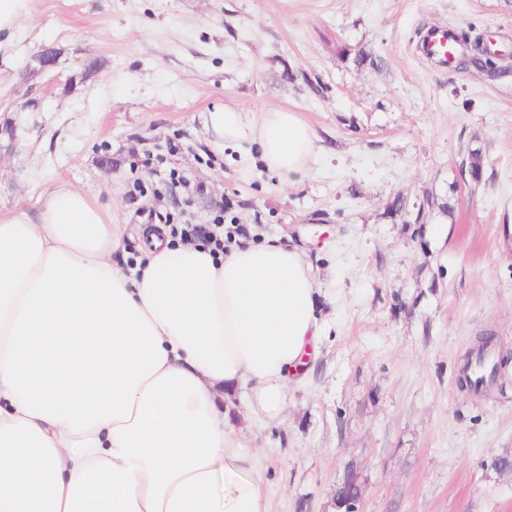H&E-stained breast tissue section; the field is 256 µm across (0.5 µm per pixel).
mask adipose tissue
<instances>
[{"label": "adipose tissue", "mask_w": 512, "mask_h": 512, "mask_svg": "<svg viewBox=\"0 0 512 512\" xmlns=\"http://www.w3.org/2000/svg\"><path fill=\"white\" fill-rule=\"evenodd\" d=\"M266 168L304 171L316 136L263 113ZM121 225L62 186L0 214V512H271L231 424L280 420L321 331V285L279 238L213 254L165 228L130 268Z\"/></svg>", "instance_id": "1"}]
</instances>
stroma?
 <instances>
[{"mask_svg": "<svg viewBox=\"0 0 512 512\" xmlns=\"http://www.w3.org/2000/svg\"><path fill=\"white\" fill-rule=\"evenodd\" d=\"M472 28L505 73L434 64L429 29ZM58 52L40 69V47ZM364 51L377 67L357 68ZM235 112L225 131L211 112ZM317 136L301 176L262 166L259 113ZM481 148V183L462 178ZM68 185L136 229L222 222L225 246L289 238L323 283L320 354L279 422L237 419L273 512H512V365L457 377L479 337L512 352V0H33L0 48V212ZM434 199L422 223L386 218Z\"/></svg>", "mask_w": 512, "mask_h": 512, "instance_id": "stroma-1", "label": "stroma"}]
</instances>
